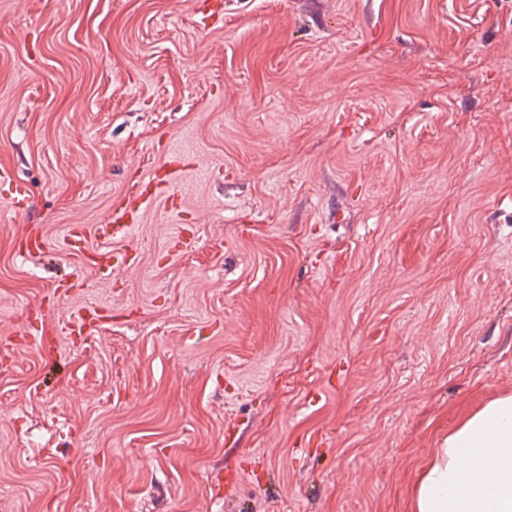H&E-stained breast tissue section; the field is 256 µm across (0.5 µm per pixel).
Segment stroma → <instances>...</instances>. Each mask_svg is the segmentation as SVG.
Returning a JSON list of instances; mask_svg holds the SVG:
<instances>
[{"instance_id": "35a3bbf8", "label": "stroma", "mask_w": 512, "mask_h": 512, "mask_svg": "<svg viewBox=\"0 0 512 512\" xmlns=\"http://www.w3.org/2000/svg\"><path fill=\"white\" fill-rule=\"evenodd\" d=\"M197 2L0 0V512H411L512 392V0ZM115 258L116 261H113ZM91 265L100 277L111 278L112 273L120 267V262L112 248H104L94 252Z\"/></svg>"}]
</instances>
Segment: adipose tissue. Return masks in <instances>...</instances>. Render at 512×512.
<instances>
[{
  "label": "adipose tissue",
  "mask_w": 512,
  "mask_h": 512,
  "mask_svg": "<svg viewBox=\"0 0 512 512\" xmlns=\"http://www.w3.org/2000/svg\"><path fill=\"white\" fill-rule=\"evenodd\" d=\"M487 464L491 481L466 474ZM412 512H512V393L464 417L434 449L412 491Z\"/></svg>",
  "instance_id": "ef3b65f1"
}]
</instances>
